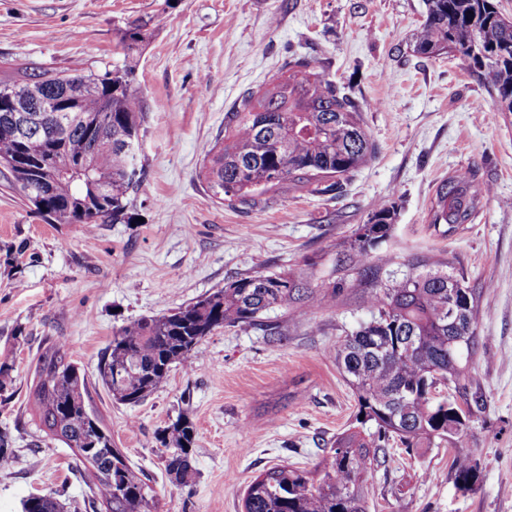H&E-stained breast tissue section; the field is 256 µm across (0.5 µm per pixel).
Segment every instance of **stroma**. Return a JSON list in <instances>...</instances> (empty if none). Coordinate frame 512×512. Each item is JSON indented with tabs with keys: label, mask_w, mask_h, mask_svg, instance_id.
Here are the masks:
<instances>
[{
	"label": "stroma",
	"mask_w": 512,
	"mask_h": 512,
	"mask_svg": "<svg viewBox=\"0 0 512 512\" xmlns=\"http://www.w3.org/2000/svg\"><path fill=\"white\" fill-rule=\"evenodd\" d=\"M423 0H0V61L136 71L145 120V180L126 224H49L0 175V429L14 460L0 468V512L32 494L83 507L86 473L50 439L29 394L39 354L64 342L87 374L93 411L151 479L157 512H240L250 481L273 466L316 470L355 420L357 397L333 350L369 312L358 294L298 318L207 336L191 368L136 406L113 401L97 364L128 320L173 309L237 276L301 269L325 278L355 231L393 208L384 251L430 253L463 270L480 294L469 393L482 397L471 432L392 459L365 484L370 512H512V113L456 55L424 57L412 40ZM149 22L138 52L116 32ZM326 73L362 106L374 156L339 192L277 186L242 203L212 196L199 177L243 95L281 78L291 55ZM472 169L486 194L472 223L444 235L428 213L438 186ZM187 416L196 430L195 483H172L157 440ZM471 452L470 490L451 462Z\"/></svg>",
	"instance_id": "35a3bbf8"
}]
</instances>
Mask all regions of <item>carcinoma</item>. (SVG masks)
Segmentation results:
<instances>
[{"label": "carcinoma", "instance_id": "carcinoma-1", "mask_svg": "<svg viewBox=\"0 0 512 512\" xmlns=\"http://www.w3.org/2000/svg\"><path fill=\"white\" fill-rule=\"evenodd\" d=\"M425 15L413 51L429 57L457 54L491 88L493 106L512 113V19L492 0H424ZM149 21L118 31L129 56L145 41ZM0 166L34 213L49 224H117L131 219L132 193L142 169L120 166L125 141L139 137L143 105L130 65L95 73L81 67L58 71L27 64L0 76ZM47 101L73 114L62 125ZM362 107L345 89L307 60L288 63L287 77L261 93L242 97L231 130L203 167L212 195L245 202L283 184L316 185L334 192L338 179L365 163L374 148L363 127ZM27 118L25 131L8 130ZM482 192L471 172L444 182L430 208L429 223L453 231L472 221ZM393 211L377 210L355 233L336 262V278L316 285L291 269L241 276L193 303L121 326L99 361L98 381L112 398L135 406L160 387L171 368L191 366L192 356L214 330L247 328L269 309L290 317L337 305L348 289H360L371 318L336 345V364L357 396L355 424L336 437L312 473L277 465L257 475L242 499L243 512H368L364 484L388 461L387 445L407 450L462 437L473 411L467 396L477 343L479 294L464 276L428 255L397 257L379 252L391 235ZM460 311L448 323V304ZM30 400L54 440L76 452L90 474L89 505L106 512H156L155 495L143 474L112 444V435L89 407L86 372L52 343L39 355ZM165 469L188 486L194 426L182 419L165 430ZM455 480L475 485L473 456L452 460ZM23 512H67L50 495H31Z\"/></svg>", "mask_w": 512, "mask_h": 512}]
</instances>
